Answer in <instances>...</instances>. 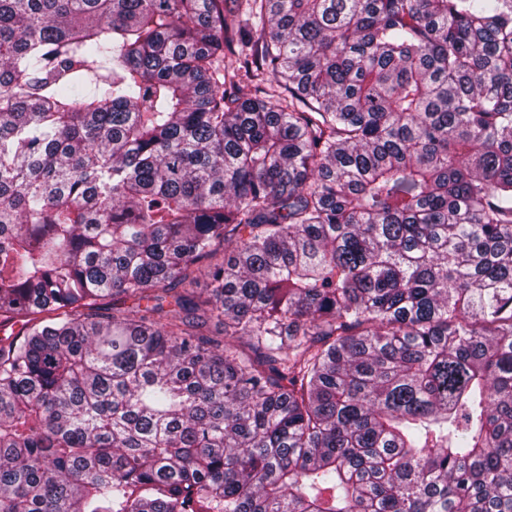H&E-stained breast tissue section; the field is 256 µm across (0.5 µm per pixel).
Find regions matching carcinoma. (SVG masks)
<instances>
[{
    "label": "carcinoma",
    "mask_w": 512,
    "mask_h": 512,
    "mask_svg": "<svg viewBox=\"0 0 512 512\" xmlns=\"http://www.w3.org/2000/svg\"><path fill=\"white\" fill-rule=\"evenodd\" d=\"M233 3L0 0V512H512V0Z\"/></svg>",
    "instance_id": "carcinoma-1"
}]
</instances>
